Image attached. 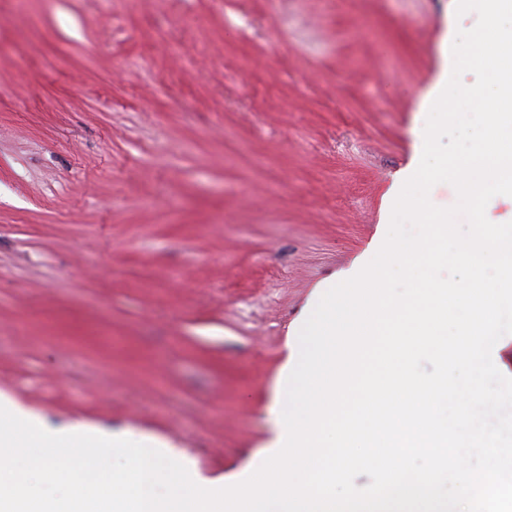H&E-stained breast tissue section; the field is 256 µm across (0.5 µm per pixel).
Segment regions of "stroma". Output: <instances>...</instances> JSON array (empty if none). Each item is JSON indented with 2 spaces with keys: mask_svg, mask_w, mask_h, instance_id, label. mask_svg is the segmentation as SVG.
I'll return each mask as SVG.
<instances>
[{
  "mask_svg": "<svg viewBox=\"0 0 512 512\" xmlns=\"http://www.w3.org/2000/svg\"><path fill=\"white\" fill-rule=\"evenodd\" d=\"M451 0H0V395L247 478L382 232Z\"/></svg>",
  "mask_w": 512,
  "mask_h": 512,
  "instance_id": "1",
  "label": "stroma"
}]
</instances>
